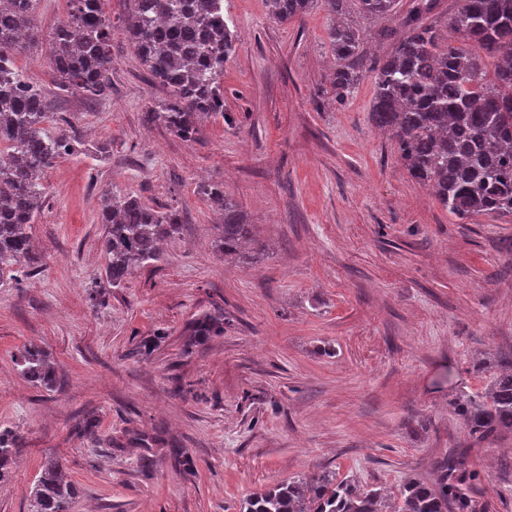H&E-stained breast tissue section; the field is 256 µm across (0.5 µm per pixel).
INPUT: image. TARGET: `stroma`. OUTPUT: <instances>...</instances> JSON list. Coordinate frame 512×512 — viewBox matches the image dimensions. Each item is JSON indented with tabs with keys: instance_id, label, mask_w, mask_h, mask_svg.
<instances>
[{
	"instance_id": "stroma-1",
	"label": "stroma",
	"mask_w": 512,
	"mask_h": 512,
	"mask_svg": "<svg viewBox=\"0 0 512 512\" xmlns=\"http://www.w3.org/2000/svg\"><path fill=\"white\" fill-rule=\"evenodd\" d=\"M102 11L108 98L61 92L48 65L15 56L55 114L48 130L101 152L44 172L38 270L0 277V425L25 440L0 512H30L50 458L83 490L71 512H237L272 483L321 471L390 495L433 482L436 462L459 452L487 512H512V433L472 438L448 408L455 387L488 386L474 359L512 353V220L449 213L374 123L371 65L397 18L348 13L366 64L338 103L323 5L281 23L267 0H224L236 34L224 115L186 143L144 120L167 92L122 34L128 0ZM212 183L256 226L263 255L213 249ZM114 190L183 217L164 261L122 288L103 285L98 214ZM215 308L223 335L192 345L188 324ZM144 342L149 353L132 356ZM31 343L56 368L53 390L15 369Z\"/></svg>"
}]
</instances>
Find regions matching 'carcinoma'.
Wrapping results in <instances>:
<instances>
[{
  "label": "carcinoma",
  "mask_w": 512,
  "mask_h": 512,
  "mask_svg": "<svg viewBox=\"0 0 512 512\" xmlns=\"http://www.w3.org/2000/svg\"><path fill=\"white\" fill-rule=\"evenodd\" d=\"M38 0H0V274L31 250V228L46 188L41 173L81 142L64 132L46 133L51 115L39 89L16 69L11 54L43 46L37 23ZM69 11L48 35L49 69L56 86L88 99H103L111 89L112 26L101 0H67ZM123 30L149 80L168 90L145 121L194 142L199 124L224 116V63L233 51L234 32L221 0H129ZM282 23L309 12L316 0H267ZM331 17L349 5L369 17L399 15L402 35L373 67L376 94L373 117L397 144L410 176L432 189L437 200L458 216L512 219V0H461L448 39L430 17L440 0H322ZM327 38L336 57L331 81L334 99L345 100L363 64L362 32L333 21ZM495 61L494 80L486 79L484 60ZM219 223L213 247L246 259L255 241L224 188L205 190ZM100 222L106 287L120 288L137 267L163 258L160 244L181 225L177 212L143 203L132 194H106ZM224 332V314L205 312L190 324L200 344ZM18 374L35 386L57 383L42 348L29 344L15 358ZM497 371L481 393L461 391L448 406L469 434L485 438L512 433V354L500 357ZM20 437L0 426V481L21 451ZM429 484L416 479L399 490L394 512H479L474 496L478 474L466 457L449 456ZM32 512H70L79 488L66 480L57 462H48L32 491ZM381 490L323 471L276 482L243 502L240 512H382Z\"/></svg>",
  "instance_id": "obj_1"
}]
</instances>
